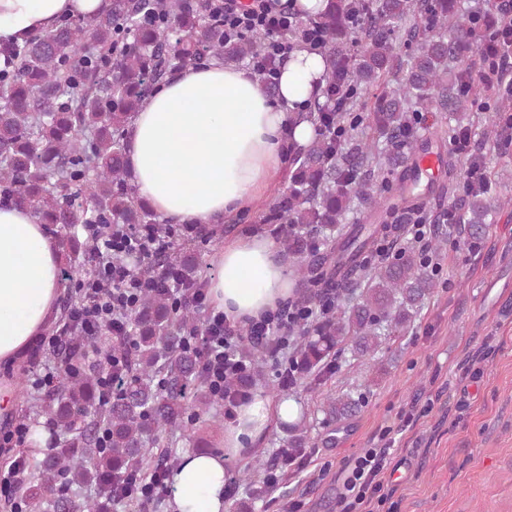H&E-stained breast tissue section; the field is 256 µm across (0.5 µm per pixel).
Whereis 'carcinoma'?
Instances as JSON below:
<instances>
[{
    "label": "carcinoma",
    "mask_w": 512,
    "mask_h": 512,
    "mask_svg": "<svg viewBox=\"0 0 512 512\" xmlns=\"http://www.w3.org/2000/svg\"><path fill=\"white\" fill-rule=\"evenodd\" d=\"M467 10L457 0H329L323 12L297 3L288 8V43L304 45L303 32L323 37L317 52L325 60L319 96L297 105V118L314 126L305 145L288 146L291 175L263 217L280 225L282 252L298 259L296 292L288 306L327 304L323 318L299 322L288 335V384L295 374L319 385L340 351L375 352L382 333L402 332L436 283L423 249L406 244L391 260L366 266L365 254L397 232L387 224H359L358 214L381 195L387 173L408 199L412 155L430 145L415 137V119L438 107L449 112L448 131L471 125L473 92L498 91L499 109L512 111V94L494 85L499 57L475 46L492 18V0ZM411 51L407 68L398 49ZM267 53L260 34L228 37L224 16L209 0H109L93 18L64 16L52 29L21 44L0 47V191L27 206L56 232L70 268L83 255L94 262V245L80 241L89 224L157 223L138 199L128 170L127 148L135 112L174 73L208 65L249 61ZM350 91L336 108V81ZM367 121L366 130L354 128ZM500 198L487 184L471 191L459 208L465 242L477 246ZM199 256L177 244L144 268L148 275L173 267L185 284L196 282ZM198 320L169 295L142 294L128 316L134 350L120 388L103 412L90 417L100 399L98 343L61 351L71 372L32 406L46 419L53 445L38 462L42 481L29 495L38 512H102L112 503V486L147 464L164 435L185 427V390L195 386L192 415L219 402L202 373V352L188 343ZM270 340L251 341L247 369L224 379L234 394L256 385ZM350 394L328 398L324 407L327 442L336 427L358 411ZM307 412L298 407L283 423L290 447H308ZM88 488L72 493V486Z\"/></svg>",
    "instance_id": "cac0c4a2"
}]
</instances>
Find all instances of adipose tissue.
<instances>
[{
	"instance_id": "1",
	"label": "adipose tissue",
	"mask_w": 512,
	"mask_h": 512,
	"mask_svg": "<svg viewBox=\"0 0 512 512\" xmlns=\"http://www.w3.org/2000/svg\"><path fill=\"white\" fill-rule=\"evenodd\" d=\"M109 0H0V44L90 18ZM321 56L294 50L268 94L243 66L213 63L175 74L131 122L127 162L140 200L177 224H219L254 208L284 167L289 143H307L296 103L318 94ZM208 283L213 306L236 322L275 310L292 293L287 264L261 234L225 240ZM61 247L29 208L0 207V362H13L49 325L67 284ZM289 401L257 396L237 410L224 453L183 455L172 476V512H225L226 459L289 417Z\"/></svg>"
}]
</instances>
